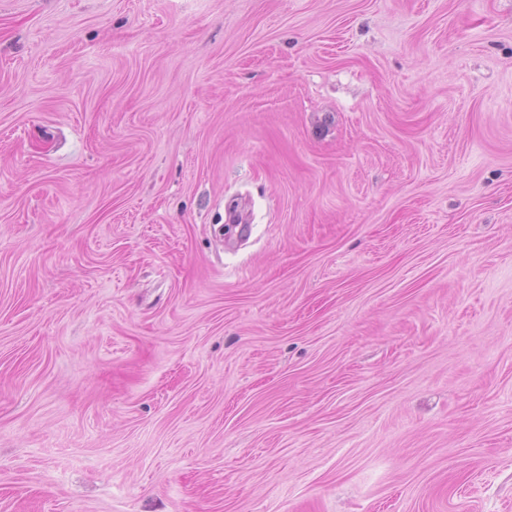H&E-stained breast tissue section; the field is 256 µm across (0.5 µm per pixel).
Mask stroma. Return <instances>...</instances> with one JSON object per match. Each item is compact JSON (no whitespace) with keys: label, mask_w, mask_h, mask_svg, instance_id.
<instances>
[{"label":"stroma","mask_w":512,"mask_h":512,"mask_svg":"<svg viewBox=\"0 0 512 512\" xmlns=\"http://www.w3.org/2000/svg\"><path fill=\"white\" fill-rule=\"evenodd\" d=\"M0 512H512V0H0Z\"/></svg>","instance_id":"stroma-1"}]
</instances>
